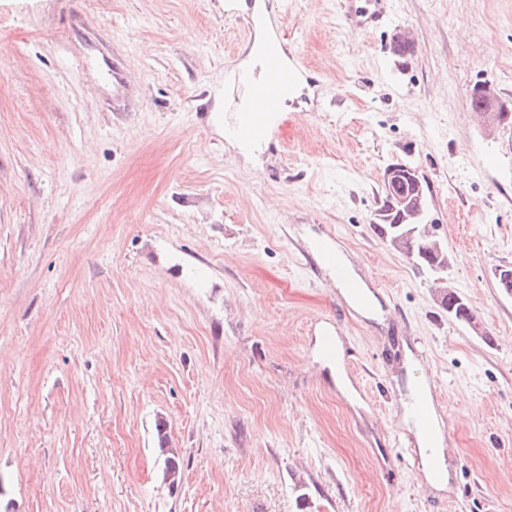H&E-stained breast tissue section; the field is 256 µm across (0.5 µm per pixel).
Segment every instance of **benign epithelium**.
I'll list each match as a JSON object with an SVG mask.
<instances>
[{
    "label": "benign epithelium",
    "mask_w": 512,
    "mask_h": 512,
    "mask_svg": "<svg viewBox=\"0 0 512 512\" xmlns=\"http://www.w3.org/2000/svg\"><path fill=\"white\" fill-rule=\"evenodd\" d=\"M473 94L483 100L481 123L491 129L512 120V110L501 102L490 85H479ZM383 190L387 208L375 211L372 223H425L429 193L416 168L408 164H393L385 173Z\"/></svg>",
    "instance_id": "1"
}]
</instances>
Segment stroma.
I'll use <instances>...</instances> for the list:
<instances>
[{"mask_svg":"<svg viewBox=\"0 0 512 512\" xmlns=\"http://www.w3.org/2000/svg\"><path fill=\"white\" fill-rule=\"evenodd\" d=\"M278 7L0 0L10 512H512V295L493 275L512 264V124L464 115L481 84L512 103V0H396L376 30L340 0ZM264 38L303 85L245 153L238 78ZM397 163L429 184L447 283L484 334L371 224ZM330 231L381 315L313 275ZM425 376L451 424L443 490L394 440ZM167 426L163 421H158L155 425L156 442L159 455L163 457L164 477L169 479V485L174 486L178 483L181 476V467L179 457L172 448H164L167 439Z\"/></svg>","mask_w":512,"mask_h":512,"instance_id":"35a3bbf8","label":"stroma"}]
</instances>
